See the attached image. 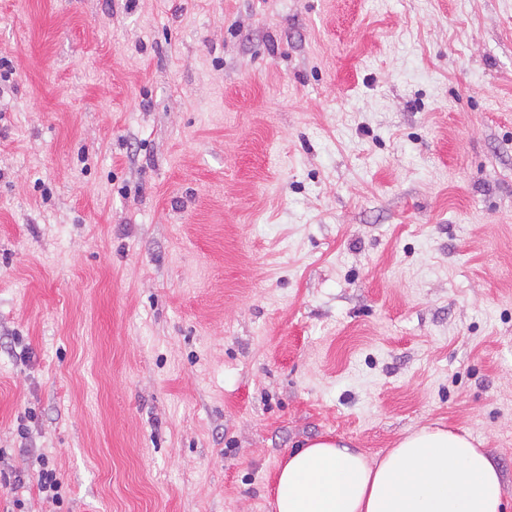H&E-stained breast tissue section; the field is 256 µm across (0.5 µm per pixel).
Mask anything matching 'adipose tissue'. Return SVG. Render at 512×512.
<instances>
[{
	"instance_id": "1",
	"label": "adipose tissue",
	"mask_w": 512,
	"mask_h": 512,
	"mask_svg": "<svg viewBox=\"0 0 512 512\" xmlns=\"http://www.w3.org/2000/svg\"><path fill=\"white\" fill-rule=\"evenodd\" d=\"M274 512H505L497 462L469 433L423 427L371 458L332 436L291 451Z\"/></svg>"
}]
</instances>
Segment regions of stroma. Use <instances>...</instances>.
<instances>
[{"label":"stroma","mask_w":512,"mask_h":512,"mask_svg":"<svg viewBox=\"0 0 512 512\" xmlns=\"http://www.w3.org/2000/svg\"><path fill=\"white\" fill-rule=\"evenodd\" d=\"M0 60V512L433 423L512 512V0H0ZM41 469L38 471L39 490L46 492L47 496L55 503H60L62 497L60 490L62 488V481L54 468H48V463L43 459L40 461Z\"/></svg>","instance_id":"1"}]
</instances>
